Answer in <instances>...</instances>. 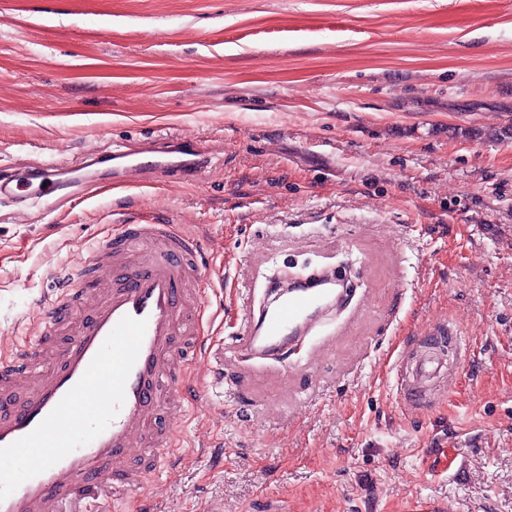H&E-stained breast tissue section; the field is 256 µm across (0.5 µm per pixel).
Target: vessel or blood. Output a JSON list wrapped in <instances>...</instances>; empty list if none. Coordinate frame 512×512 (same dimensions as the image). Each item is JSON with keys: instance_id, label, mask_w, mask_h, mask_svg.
Returning <instances> with one entry per match:
<instances>
[{"instance_id": "1", "label": "vessel or blood", "mask_w": 512, "mask_h": 512, "mask_svg": "<svg viewBox=\"0 0 512 512\" xmlns=\"http://www.w3.org/2000/svg\"><path fill=\"white\" fill-rule=\"evenodd\" d=\"M111 158L113 185L136 186L153 175L183 179L212 159L194 141L140 155L90 154L83 169ZM82 177L52 160L0 174V198L23 195L62 207ZM199 236L175 220L115 225L105 245L66 278L51 300L34 302L32 336L0 339V512H100L108 493L143 496L149 470L171 464L184 437L159 430L157 412L182 416L184 389L209 366L205 346L179 350L187 322L207 304L189 295ZM344 284L328 269L289 284L271 306L245 309L243 339L251 351L284 349L340 303ZM68 336L43 364L42 338ZM436 355L412 359L401 374L410 401L425 400L431 380L446 372Z\"/></svg>"}]
</instances>
